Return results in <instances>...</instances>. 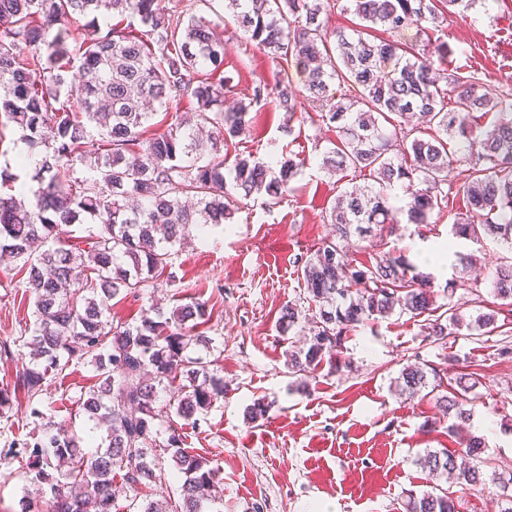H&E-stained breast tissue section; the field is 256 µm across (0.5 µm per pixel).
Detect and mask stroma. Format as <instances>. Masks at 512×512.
Instances as JSON below:
<instances>
[{
	"mask_svg": "<svg viewBox=\"0 0 512 512\" xmlns=\"http://www.w3.org/2000/svg\"><path fill=\"white\" fill-rule=\"evenodd\" d=\"M177 2L217 22L224 76L231 84L227 102L248 100L256 86H273L284 74L302 86L295 63L270 58L246 40L225 14L224 0H161L166 7ZM434 37L452 50L438 68L477 72L492 87L512 86V0L489 11L475 7L464 21L447 17ZM336 140L334 127L322 123L307 97H298L291 119L273 100L262 102L250 133L228 140L224 156H305L291 197L271 208L248 201L230 223L192 237L142 296L112 301V320L119 324L139 321L155 300L169 309L203 304L198 330L212 340L224 396L196 425L176 416L171 423L183 430L190 451L218 465L222 512H252L256 504L262 512H405L409 495L421 494L427 482L417 458L429 449L458 447L445 429L424 432V424L439 415L432 396L399 395L396 380L414 363L438 367L450 382L461 373L477 374L468 431L484 439L485 455L499 473L512 474V324L489 336L463 329L440 343L426 340L419 321L394 315L348 336L337 354L342 370L325 364L305 381L289 373L288 342L277 321L287 303H303L304 262L330 236L325 212L352 184L350 177L328 175L321 167ZM462 209L461 198L450 199L446 209L433 213L435 231L428 236L401 223L387 236L352 239L348 251L359 262L405 251L439 287L468 277L455 260L459 252L495 269L507 255L496 238L486 236L478 244L450 240ZM24 279L18 267L0 265V385H15L28 360L22 340L34 327V307ZM93 375L84 366L47 378L40 394L55 423L91 450L99 437L71 398L93 384ZM258 399L268 409L253 421L248 410ZM33 491L18 461L0 460V512H20V499Z\"/></svg>",
	"mask_w": 512,
	"mask_h": 512,
	"instance_id": "stroma-1",
	"label": "stroma"
}]
</instances>
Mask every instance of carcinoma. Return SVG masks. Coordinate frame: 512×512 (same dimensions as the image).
I'll return each mask as SVG.
<instances>
[{"mask_svg":"<svg viewBox=\"0 0 512 512\" xmlns=\"http://www.w3.org/2000/svg\"><path fill=\"white\" fill-rule=\"evenodd\" d=\"M478 2L224 0L248 41L273 59L300 65L303 89L321 120L336 124L338 141L322 168L331 176L351 170L372 180L339 196L329 214L333 238L305 263L315 315L307 319L310 346L289 351L295 375L310 376L350 332L393 314L423 319L425 337L436 340L464 327L490 334L512 322V259L490 276L495 308L468 321L453 297L458 288L479 291L478 279L448 281L447 309L440 314L433 278L415 271L407 255L356 265L346 246L354 235L393 232L400 213L427 228L433 212L448 207V196L461 194L466 207L452 236L478 243L493 235L512 249V86L490 89L474 72L442 75L435 59L448 56L447 43L420 54L416 44L401 40L409 31L430 38L448 15L465 22ZM328 8L350 10L359 20L350 33L336 31L332 43L320 20ZM74 15L91 18L92 25L86 39L72 44L66 23ZM100 16L120 21L102 27ZM378 28L382 37H362ZM19 42L34 52L16 55ZM223 67L224 40L216 29L202 17L159 7V0H0V142L9 128L37 155V188L27 194L16 191L18 175L0 171V263H21L36 316L23 340L29 361L18 380L29 417L41 422L39 432L14 439L5 456L23 462L27 479L47 488L44 504L23 498L21 512H113L115 478L131 489L162 482L153 442L164 420L172 413L190 420L224 396L213 361L189 355L212 346L190 325L204 316L201 303L169 312L153 308L135 324L110 319V301L141 295L192 229L233 219L243 199L260 196L273 207L293 192L305 159L238 155L228 167L224 142L239 136L250 109L270 94L294 116L299 90L282 77L226 110L229 80L213 78ZM184 100L186 111L144 137L155 106ZM489 114L492 124L484 130L480 120ZM94 130L99 144L89 151ZM397 187L404 192L400 207ZM75 224L98 225L87 251L61 243ZM48 241L56 246L34 253L36 244ZM278 323L281 335L289 334L301 325V311L284 307ZM86 364L97 383L74 403L103 430L92 453L35 402L48 375ZM477 383L462 376L436 395L448 432L460 434L470 420L468 394ZM443 385L427 365L411 364L397 380L410 399ZM166 430L162 451L181 481L180 512H214L223 501L219 468L184 448L178 429ZM459 445L426 451L420 465L428 476L451 475L468 489L498 481L499 512H512V474L489 469L481 438L463 436ZM406 510L455 512V505L433 486L409 496ZM128 512L170 510L147 499L131 502Z\"/></svg>","mask_w":512,"mask_h":512,"instance_id":"carcinoma-1","label":"carcinoma"}]
</instances>
